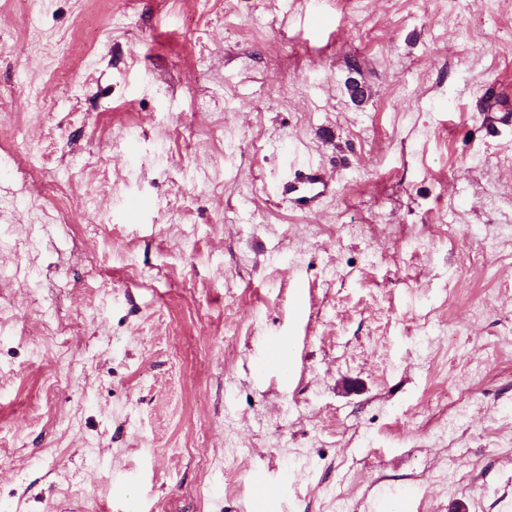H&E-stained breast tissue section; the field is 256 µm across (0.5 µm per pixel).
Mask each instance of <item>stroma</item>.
<instances>
[{"instance_id":"obj_1","label":"stroma","mask_w":512,"mask_h":512,"mask_svg":"<svg viewBox=\"0 0 512 512\" xmlns=\"http://www.w3.org/2000/svg\"><path fill=\"white\" fill-rule=\"evenodd\" d=\"M492 84L512 0H0V512H512ZM292 181L282 186V193L292 196L295 206L304 213H313L323 197L333 189V178L325 169L309 165L297 170Z\"/></svg>"}]
</instances>
